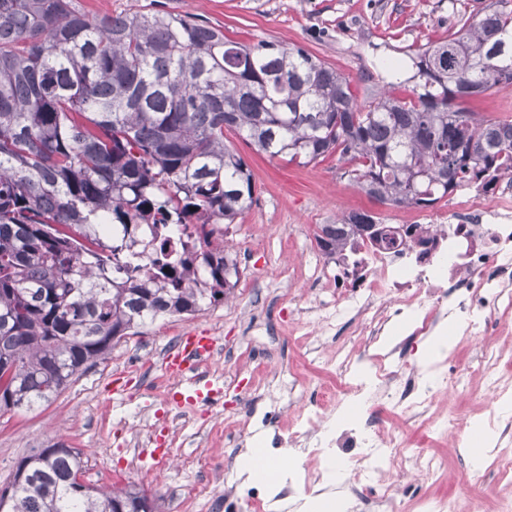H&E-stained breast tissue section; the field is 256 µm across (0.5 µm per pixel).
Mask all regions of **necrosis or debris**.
I'll return each instance as SVG.
<instances>
[{"instance_id":"1","label":"necrosis or debris","mask_w":512,"mask_h":512,"mask_svg":"<svg viewBox=\"0 0 512 512\" xmlns=\"http://www.w3.org/2000/svg\"><path fill=\"white\" fill-rule=\"evenodd\" d=\"M322 283L346 291L334 311L312 323L316 336L349 335L348 346H331L324 354L342 382L311 397L265 383L273 404H296L301 410L294 428L273 435L271 445L311 448L313 456L330 459L336 471L346 472L335 487L350 489L363 512H397L393 497L372 486V472L388 468L427 481L444 474V459L405 442L400 432L372 416L330 433L325 425L338 405L365 401L407 422H449L458 435L456 447H464L466 419L449 418L437 399L448 388L466 387L467 370L454 371L444 363L417 365L405 356L408 339L387 350L381 338L408 315L411 337L436 335L450 319L473 336L503 333L500 317L512 312V189H470L447 210L398 225L396 243L360 240L337 255ZM201 466L212 482L223 485L224 512H241L245 502L261 512L264 489L226 484L223 464L211 456H203Z\"/></svg>"}]
</instances>
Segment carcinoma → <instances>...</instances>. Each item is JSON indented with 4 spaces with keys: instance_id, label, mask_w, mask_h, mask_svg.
I'll return each instance as SVG.
<instances>
[{
    "instance_id": "carcinoma-1",
    "label": "carcinoma",
    "mask_w": 512,
    "mask_h": 512,
    "mask_svg": "<svg viewBox=\"0 0 512 512\" xmlns=\"http://www.w3.org/2000/svg\"><path fill=\"white\" fill-rule=\"evenodd\" d=\"M408 69L409 96L388 81L362 106L302 46L241 43L168 11L91 19L80 0H0V413L49 401L114 340L236 287L222 238L255 186L226 129L302 165L337 153L397 207L512 178V120L460 107L512 84V0L459 15ZM379 223L343 214L317 245L334 258ZM170 224L196 229L175 255ZM83 470L63 444L33 451L0 512H157L133 486L81 482Z\"/></svg>"
}]
</instances>
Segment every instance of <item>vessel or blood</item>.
Returning <instances> with one entry per match:
<instances>
[{"instance_id": "obj_1", "label": "vessel or blood", "mask_w": 512, "mask_h": 512, "mask_svg": "<svg viewBox=\"0 0 512 512\" xmlns=\"http://www.w3.org/2000/svg\"><path fill=\"white\" fill-rule=\"evenodd\" d=\"M214 350V339L204 332L190 331L180 336L179 342L164 358L167 374L175 378L169 402L173 407L192 409L216 400L223 392L207 376L200 373L202 362Z\"/></svg>"}]
</instances>
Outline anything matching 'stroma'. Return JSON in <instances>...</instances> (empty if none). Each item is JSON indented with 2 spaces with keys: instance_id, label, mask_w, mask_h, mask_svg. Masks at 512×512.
<instances>
[{
  "instance_id": "35a3bbf8",
  "label": "stroma",
  "mask_w": 512,
  "mask_h": 512,
  "mask_svg": "<svg viewBox=\"0 0 512 512\" xmlns=\"http://www.w3.org/2000/svg\"><path fill=\"white\" fill-rule=\"evenodd\" d=\"M189 14L247 44L274 39L300 45L348 77L358 103L371 101L386 76L384 61L407 59L417 49L447 40L454 15L478 7L479 0H82L89 16L117 14L132 3ZM465 109L488 119L512 117V84H499L468 99ZM224 139L244 158L256 185V200L232 224L228 237L239 267L233 298L192 315L166 317L113 342L111 350L80 371L50 401L0 414V488L8 486L33 449L58 443L80 450L86 484L105 490L132 483L158 505V512H183V489L204 483L198 459L206 454L228 466L236 482L243 449L213 437L215 415L201 405L182 412L170 408L153 380L162 376L164 356L183 333L215 336L216 363L209 378L226 381L225 414H246L255 394L254 373L276 372L280 384L297 391L339 386L328 366L315 361L316 341L295 334L292 324L308 307H328L331 293L313 288L309 277L324 260L315 235L319 225L341 213L367 211L383 223L400 224L420 216L417 208L396 207L369 197L344 173L332 155L301 166L256 152L239 135ZM151 356L152 375L127 365L130 354ZM121 395H114V386ZM152 428L174 455L160 464L139 448L136 436ZM404 435L425 441L447 464L436 484L380 477L381 489L402 499L409 493L458 494L476 500L481 512H499L492 487L499 472H474L468 456L458 455L420 423L404 424Z\"/></svg>"
}]
</instances>
